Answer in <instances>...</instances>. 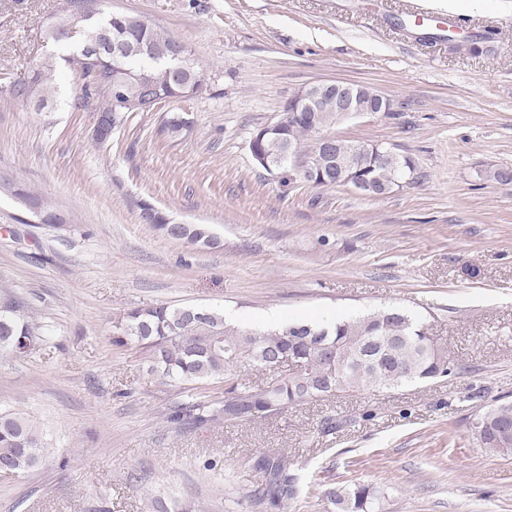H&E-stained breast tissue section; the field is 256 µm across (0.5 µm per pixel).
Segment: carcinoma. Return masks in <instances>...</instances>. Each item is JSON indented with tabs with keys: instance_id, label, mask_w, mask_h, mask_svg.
I'll return each instance as SVG.
<instances>
[{
	"instance_id": "carcinoma-1",
	"label": "carcinoma",
	"mask_w": 512,
	"mask_h": 512,
	"mask_svg": "<svg viewBox=\"0 0 512 512\" xmlns=\"http://www.w3.org/2000/svg\"><path fill=\"white\" fill-rule=\"evenodd\" d=\"M86 34L73 43L65 32L44 30V38L70 49L69 67L82 51L104 42L109 56L99 66L93 82H84L74 106L90 104L112 114V124L124 122L121 112L103 92L112 87L113 46H132L123 58L133 75L151 74L161 83L162 100L178 101L197 96L204 88L208 71L191 61L183 74L168 70L158 59L164 57L175 38L159 31L149 21L115 11L105 19L85 22ZM56 66L44 60L32 76L15 83L11 96L25 102L26 95L45 103L56 93ZM293 104L283 106V117L275 127L260 126L252 133V158L265 155L278 163L284 175L294 172L289 165L287 146L292 144L304 155L316 151L322 131L338 123L329 109L308 112L298 119L290 114ZM342 152L356 149L358 190L377 195L395 180L419 182L426 178L416 162L397 153L379 159L359 143L339 142ZM144 219L177 241L199 245L204 224H171L161 212L143 206ZM46 341L40 325L19 313V305L9 301L0 307V356L21 359ZM133 342L149 356L152 370L183 383H222L223 396L208 398L198 394L186 402H174L164 413L175 429H200L216 424L244 425L259 417L276 418L288 409L309 400H327L339 394L365 388L389 390L407 383L428 381L458 373L448 361V351L429 333L424 321L396 306L373 309L359 316H345L319 324L307 318L290 319L267 329H242L224 320V311L194 306H155L128 310L113 343ZM291 360L294 369L262 386L244 381L239 367L248 360L261 370L276 371L280 359ZM472 438L483 448L512 456V401L502 400L482 406L471 420ZM51 441L30 415L19 409L0 406V460L9 461L19 475L28 473L51 456ZM254 467L264 475L250 493L259 504L277 508L288 506L297 490L280 459L261 457ZM325 497L336 512H365L374 490L354 484L331 488Z\"/></svg>"
}]
</instances>
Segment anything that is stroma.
I'll list each match as a JSON object with an SVG mask.
<instances>
[{
    "instance_id": "obj_1",
    "label": "stroma",
    "mask_w": 512,
    "mask_h": 512,
    "mask_svg": "<svg viewBox=\"0 0 512 512\" xmlns=\"http://www.w3.org/2000/svg\"><path fill=\"white\" fill-rule=\"evenodd\" d=\"M65 2L0 0V175L58 217L42 223L0 197V304L18 302L50 336L0 359V402L33 416L69 460L0 479V512H153L156 498L269 512L250 498L261 456L296 479L287 512H331L323 490L354 483L380 491L373 512H512V457L469 430L476 405L512 399V182L494 177L512 170V0L450 10L466 34L490 35L477 55L424 41L436 24L415 13L443 12L438 0H104L186 44L209 85L126 113L103 143L96 111L73 106L82 80L67 66L44 110L9 94L48 55H66L43 38ZM326 80L392 99L393 112L332 132L413 158L425 180L367 197L255 164L253 131ZM172 112L190 121L177 139L161 132ZM146 203L171 223L209 226L219 246L164 237L143 220ZM185 304L235 310L246 328L272 309L295 319L400 306L463 370L178 432L162 412L189 390L112 338L127 310ZM336 413L358 422L322 433Z\"/></svg>"
}]
</instances>
